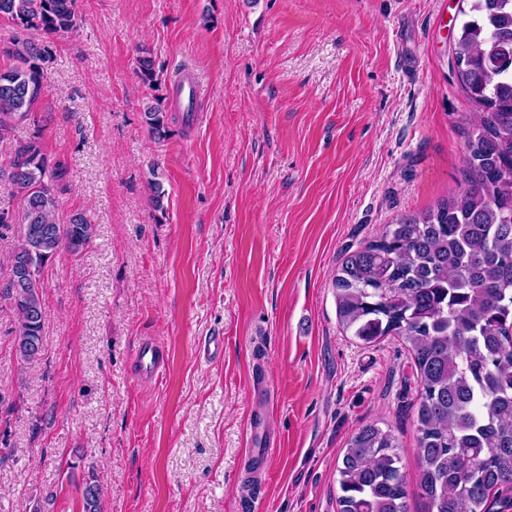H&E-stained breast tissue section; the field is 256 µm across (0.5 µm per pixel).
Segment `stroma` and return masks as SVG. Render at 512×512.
<instances>
[{"mask_svg": "<svg viewBox=\"0 0 512 512\" xmlns=\"http://www.w3.org/2000/svg\"><path fill=\"white\" fill-rule=\"evenodd\" d=\"M50 40L38 125L68 168L57 218L94 224L41 272L43 352L18 355L0 227V512H338L348 440L398 439L408 512H425L412 355L338 323L333 278L393 218L434 207L464 169L458 0H77ZM149 49L193 116L144 118ZM165 193L156 209L153 183ZM224 346L200 359L214 334ZM153 343L160 374L137 362ZM277 447L249 471L250 417Z\"/></svg>", "mask_w": 512, "mask_h": 512, "instance_id": "stroma-1", "label": "stroma"}]
</instances>
